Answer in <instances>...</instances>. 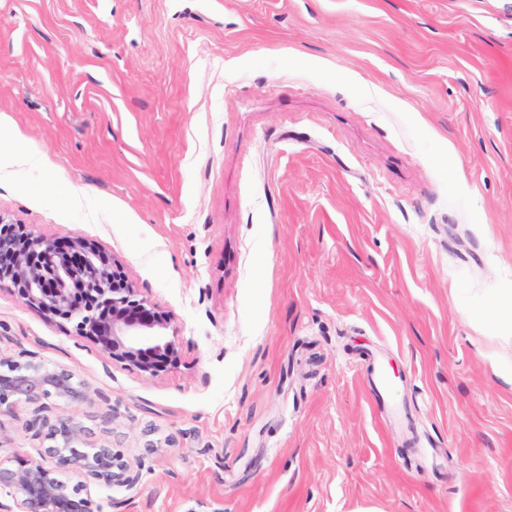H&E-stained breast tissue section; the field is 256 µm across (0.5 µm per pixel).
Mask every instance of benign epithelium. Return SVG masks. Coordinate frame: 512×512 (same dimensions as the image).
<instances>
[{
  "mask_svg": "<svg viewBox=\"0 0 512 512\" xmlns=\"http://www.w3.org/2000/svg\"><path fill=\"white\" fill-rule=\"evenodd\" d=\"M0 288L13 291L27 305L73 325L93 339L113 360L156 375L179 358L173 318L144 298L117 260L108 264L98 246L82 237L66 242L24 231L0 214ZM0 412L19 402L55 396L78 400L84 392L72 374L44 363L2 362ZM57 465L75 471L83 485L120 483L136 486L134 469L113 462L112 451L99 448V459L82 451L85 431L69 420L51 426ZM0 488L13 506L0 512H90L80 490L51 476L41 463L0 468Z\"/></svg>",
  "mask_w": 512,
  "mask_h": 512,
  "instance_id": "obj_1",
  "label": "benign epithelium"
}]
</instances>
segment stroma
<instances>
[{
    "instance_id": "1",
    "label": "stroma",
    "mask_w": 512,
    "mask_h": 512,
    "mask_svg": "<svg viewBox=\"0 0 512 512\" xmlns=\"http://www.w3.org/2000/svg\"><path fill=\"white\" fill-rule=\"evenodd\" d=\"M0 213L119 259L176 368L0 290V359L140 474L90 512H512V0H0ZM402 380L386 416L367 378ZM0 366V412L19 402L34 403L51 396L78 400L84 395L72 374L63 369L40 362L0 361Z\"/></svg>"
}]
</instances>
